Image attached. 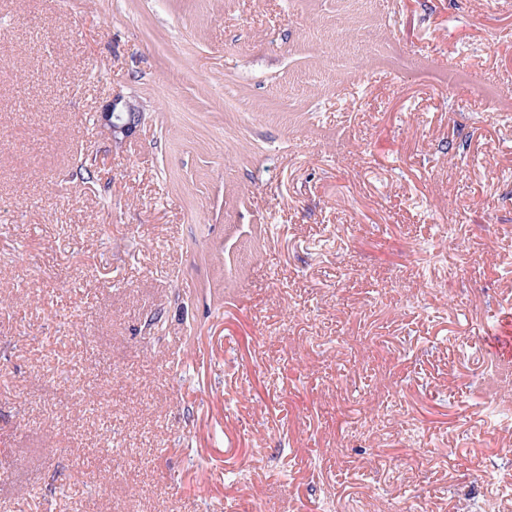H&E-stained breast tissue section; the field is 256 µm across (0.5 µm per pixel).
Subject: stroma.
I'll return each instance as SVG.
<instances>
[{
	"label": "stroma",
	"mask_w": 512,
	"mask_h": 512,
	"mask_svg": "<svg viewBox=\"0 0 512 512\" xmlns=\"http://www.w3.org/2000/svg\"><path fill=\"white\" fill-rule=\"evenodd\" d=\"M510 308L497 0H0V512H505ZM100 119L112 141L118 143L130 137L141 125L143 113L135 104L117 96L112 98L105 112H101Z\"/></svg>",
	"instance_id": "obj_1"
}]
</instances>
